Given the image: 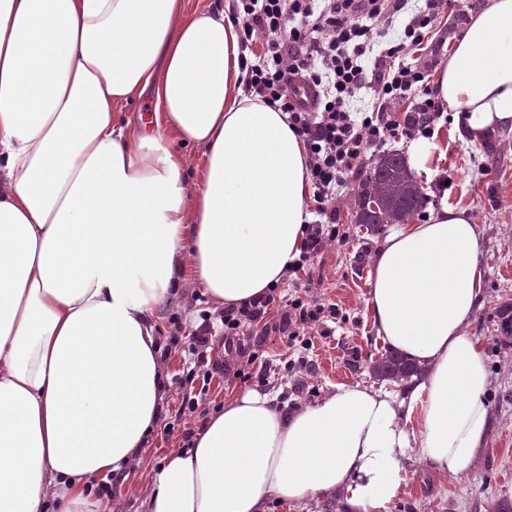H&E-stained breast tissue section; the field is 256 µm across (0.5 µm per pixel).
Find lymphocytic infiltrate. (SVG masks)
Here are the masks:
<instances>
[{"instance_id":"obj_1","label":"lymphocytic infiltrate","mask_w":512,"mask_h":512,"mask_svg":"<svg viewBox=\"0 0 512 512\" xmlns=\"http://www.w3.org/2000/svg\"><path fill=\"white\" fill-rule=\"evenodd\" d=\"M458 0H238L241 67L247 92L286 112L308 154L307 174L315 216L306 230L294 271L336 241V218L343 194L366 172L367 154L430 129L443 115L429 88L426 66L408 63L428 42L445 10ZM317 91L313 108L298 99L297 81ZM373 93L363 104L362 91ZM334 304L295 298L278 302L269 292L218 318L203 316L187 332V352L195 365L208 363L216 330L233 350L245 329L255 331L254 347L267 337H284L288 347L308 348L309 337L336 318Z\"/></svg>"}]
</instances>
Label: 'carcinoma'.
Instances as JSON below:
<instances>
[{
	"label": "carcinoma",
	"instance_id": "carcinoma-1",
	"mask_svg": "<svg viewBox=\"0 0 512 512\" xmlns=\"http://www.w3.org/2000/svg\"><path fill=\"white\" fill-rule=\"evenodd\" d=\"M362 197H374L378 208L367 211L360 206L359 224H402L405 218L417 214L423 207L424 195L414 174L397 154L382 155L365 179ZM500 338L498 342L512 346V304L498 308ZM369 370L374 378L396 383L408 382L421 373V368L403 354L388 350L371 361Z\"/></svg>",
	"mask_w": 512,
	"mask_h": 512
}]
</instances>
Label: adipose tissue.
<instances>
[{
	"label": "adipose tissue",
	"mask_w": 512,
	"mask_h": 512,
	"mask_svg": "<svg viewBox=\"0 0 512 512\" xmlns=\"http://www.w3.org/2000/svg\"><path fill=\"white\" fill-rule=\"evenodd\" d=\"M240 57L227 5L0 0V512H117L93 479L138 463L158 425L156 312L172 288L239 306L300 256L307 152L287 113L245 95ZM434 91L470 142L512 133V0L471 15ZM146 94L150 135L117 114ZM175 139L201 149L200 182ZM482 236L443 203L393 225L376 255L367 306L423 369L412 402L340 385L287 414L245 391L163 458L147 512H267L337 492L389 512L405 458L468 475L491 430L468 334Z\"/></svg>",
	"instance_id": "1"
}]
</instances>
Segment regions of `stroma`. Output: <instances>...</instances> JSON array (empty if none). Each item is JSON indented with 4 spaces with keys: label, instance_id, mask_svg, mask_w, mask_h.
<instances>
[{
    "label": "stroma",
    "instance_id": "1",
    "mask_svg": "<svg viewBox=\"0 0 512 512\" xmlns=\"http://www.w3.org/2000/svg\"><path fill=\"white\" fill-rule=\"evenodd\" d=\"M486 4L487 0H463L462 14L445 13L429 40L435 48L434 64L447 58L467 25L468 14ZM427 141L434 147L433 160L429 169L415 172L426 208L438 207L444 199L466 206L484 228L480 261L485 269V304L470 333L481 343L491 374L486 400L493 427L475 469L465 477L444 478L416 460L403 461L406 483L390 512H495L498 503L512 504V347L496 341V312L500 304L512 303V134L494 133L487 143L473 144L460 136L451 116L435 123ZM438 171L451 173L447 187L436 181ZM359 205L356 191L341 201L337 216L341 243L315 257L310 275L298 283V296L306 300L320 297L339 309L336 320L324 325L306 353L289 349L279 337L271 336L258 350L259 360L269 365V372H253L245 381L220 369L208 381L191 378L183 344L172 341V321L196 319L211 304L197 299L195 290L180 288L159 308L156 338L165 364L167 391L162 420L171 429L155 428L136 467L113 475L121 512H146L151 493L147 472L156 469L164 455L183 447L184 429L200 428L224 401L246 390L272 391L286 408L313 405L340 384H379L369 364L386 346L376 337L366 301L373 259L387 230L357 223ZM304 358L311 360L312 369L301 366ZM186 396L197 406L194 412L184 414L180 408Z\"/></svg>",
    "mask_w": 512,
    "mask_h": 512
}]
</instances>
